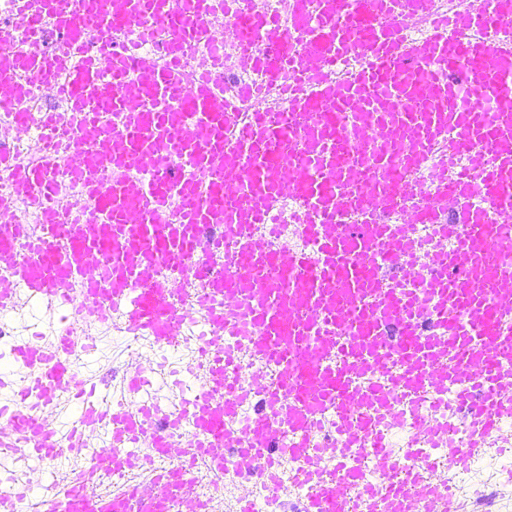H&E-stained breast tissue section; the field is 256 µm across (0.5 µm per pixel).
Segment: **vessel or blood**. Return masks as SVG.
<instances>
[{"instance_id":"b4317fda","label":"vessel or blood","mask_w":512,"mask_h":512,"mask_svg":"<svg viewBox=\"0 0 512 512\" xmlns=\"http://www.w3.org/2000/svg\"><path fill=\"white\" fill-rule=\"evenodd\" d=\"M291 34L255 13L236 22L244 63L285 103L229 111L209 79L184 91L173 68L184 43L212 42L235 22L212 0H21L0 22V314L24 290L29 308L61 323L42 343L17 339L0 378L25 369L0 405V473L50 468L90 454L81 472L52 471L40 486L0 492V512H129L144 471L138 452L193 455L277 483L288 459L315 491L308 512H425L439 489L423 469L404 473L379 434L398 399L453 393L477 444L512 414V0H290ZM61 43L41 47L44 21ZM425 21L423 40L405 24ZM138 25L164 42L169 65L113 42ZM26 30L30 48L11 46ZM64 99L43 113L35 161L7 144L30 128L16 111L23 77ZM80 183L65 194V181ZM298 205L305 250L273 247L276 201ZM33 224L12 220L17 207ZM395 213L398 224L379 223ZM427 224L424 248L410 229ZM216 331L212 396L181 398L160 417L147 360L123 364L134 407L86 400L89 376L72 356L90 318L164 346L192 313ZM264 407L233 427L246 394ZM336 418L337 468L325 475L320 417ZM194 436L172 449L169 428ZM233 448L225 458V448ZM373 461L388 480L362 484ZM116 478L110 494L101 476ZM191 471L155 472L148 512H177Z\"/></svg>"}]
</instances>
